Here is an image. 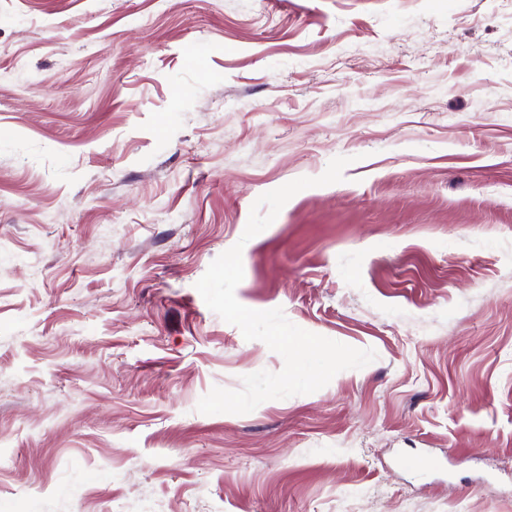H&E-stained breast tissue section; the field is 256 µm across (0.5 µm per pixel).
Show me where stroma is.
Segmentation results:
<instances>
[{"instance_id":"stroma-1","label":"stroma","mask_w":512,"mask_h":512,"mask_svg":"<svg viewBox=\"0 0 512 512\" xmlns=\"http://www.w3.org/2000/svg\"><path fill=\"white\" fill-rule=\"evenodd\" d=\"M239 242L242 305L376 359L198 412L284 365L195 287ZM21 498L512 512V0H0V512Z\"/></svg>"}]
</instances>
